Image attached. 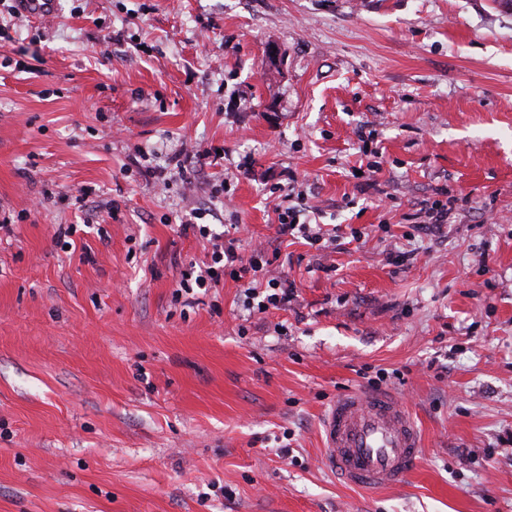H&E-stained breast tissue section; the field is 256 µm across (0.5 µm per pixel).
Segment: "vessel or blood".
Masks as SVG:
<instances>
[{
    "mask_svg": "<svg viewBox=\"0 0 512 512\" xmlns=\"http://www.w3.org/2000/svg\"><path fill=\"white\" fill-rule=\"evenodd\" d=\"M322 431L327 466L354 488L403 483L422 452L413 415L383 390L361 389L336 399L324 412Z\"/></svg>",
    "mask_w": 512,
    "mask_h": 512,
    "instance_id": "1",
    "label": "vessel or blood"
}]
</instances>
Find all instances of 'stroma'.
Listing matches in <instances>:
<instances>
[{
    "mask_svg": "<svg viewBox=\"0 0 512 512\" xmlns=\"http://www.w3.org/2000/svg\"><path fill=\"white\" fill-rule=\"evenodd\" d=\"M14 4L0 512H512V9L54 0L39 21ZM285 194L362 239L278 235ZM195 211L242 256L278 250L292 301L258 312L227 276L174 298L209 260L180 228ZM377 377L423 453L362 491L329 471L321 418ZM451 207H448V203L442 201H434L430 206L425 205L424 208H420V211L424 213L423 224H418L417 229L420 231H426L428 229H438L442 224H447L448 215L450 214Z\"/></svg>",
    "mask_w": 512,
    "mask_h": 512,
    "instance_id": "stroma-1",
    "label": "stroma"
}]
</instances>
